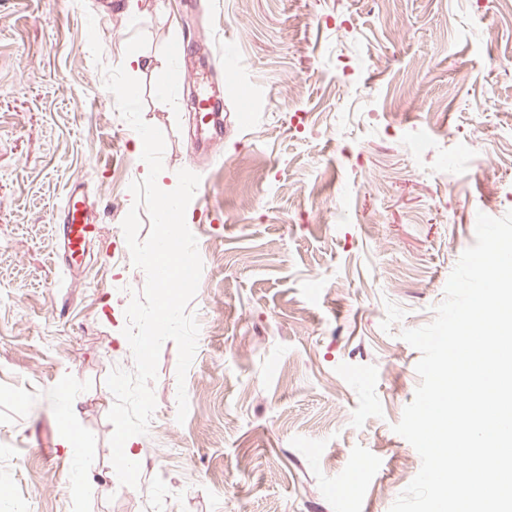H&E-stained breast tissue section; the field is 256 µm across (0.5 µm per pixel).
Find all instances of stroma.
<instances>
[{
  "label": "stroma",
  "instance_id": "35a3bbf8",
  "mask_svg": "<svg viewBox=\"0 0 512 512\" xmlns=\"http://www.w3.org/2000/svg\"><path fill=\"white\" fill-rule=\"evenodd\" d=\"M113 2L0 0V512H390L421 467L392 430L420 382L400 333L433 321L477 214L512 210V0ZM182 43L237 68L213 167L183 83L125 65L174 69ZM149 164L201 177L200 333L185 381L161 348L133 488L106 378L135 368L122 222ZM77 182L103 238L68 270ZM62 406V413L66 420L67 428L63 432L61 445L69 453H79L84 447L83 435L74 427L72 421L75 420L77 412V400L71 394L59 398Z\"/></svg>",
  "mask_w": 512,
  "mask_h": 512
}]
</instances>
